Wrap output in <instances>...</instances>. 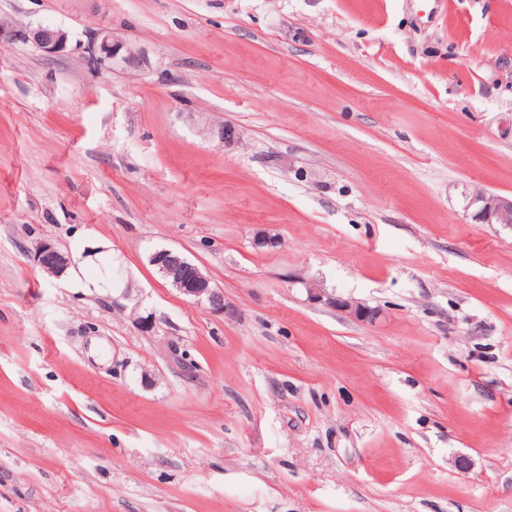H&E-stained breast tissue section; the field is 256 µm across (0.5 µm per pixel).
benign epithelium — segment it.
<instances>
[{
  "instance_id": "1",
  "label": "benign epithelium",
  "mask_w": 512,
  "mask_h": 512,
  "mask_svg": "<svg viewBox=\"0 0 512 512\" xmlns=\"http://www.w3.org/2000/svg\"><path fill=\"white\" fill-rule=\"evenodd\" d=\"M34 44L47 56L58 55L67 47L66 31L49 25H38L19 33L0 24V44L6 46L16 38ZM89 60L97 69H141L147 65L145 54L133 45L119 40L110 32L98 35L89 50ZM469 205L475 207V217L484 224H512V198L478 190L472 194ZM35 258L40 267L51 275L60 276L69 258L53 244L40 242L35 248ZM151 262L162 267L168 282L184 296L206 303L214 311L224 310V292L211 285L209 278L180 252L164 249L151 256ZM310 296L325 304L343 309L358 319L371 321L376 311L357 301L344 300L329 294L324 288L308 289Z\"/></svg>"
}]
</instances>
